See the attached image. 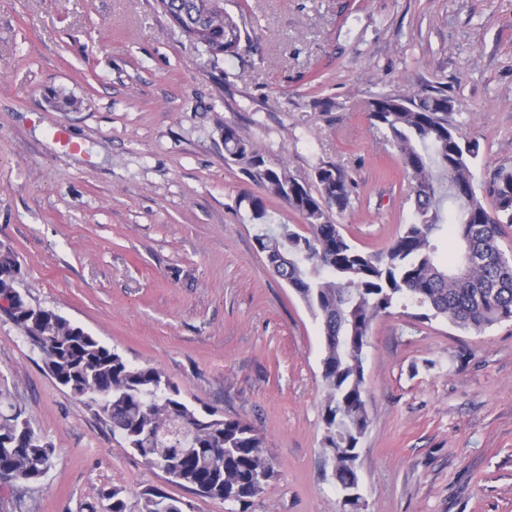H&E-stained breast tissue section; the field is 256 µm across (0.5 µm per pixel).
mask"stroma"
Masks as SVG:
<instances>
[{"instance_id":"obj_1","label":"stroma","mask_w":512,"mask_h":512,"mask_svg":"<svg viewBox=\"0 0 512 512\" xmlns=\"http://www.w3.org/2000/svg\"><path fill=\"white\" fill-rule=\"evenodd\" d=\"M224 8L246 35L213 63L154 0H0V251L32 304L266 436L278 474L249 512H342L321 322L258 251L248 200L304 220L225 160L224 127L298 179L344 168L352 205L334 220L385 250L413 220L412 181L368 99L446 86L484 190L512 164V0ZM419 312L398 301L364 350L362 512H512V322L478 333ZM0 389L54 450L35 490L0 486V512L101 510L113 486L138 512L152 485L184 512H240L147 467L4 317Z\"/></svg>"}]
</instances>
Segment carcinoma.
<instances>
[{"instance_id": "obj_1", "label": "carcinoma", "mask_w": 512, "mask_h": 512, "mask_svg": "<svg viewBox=\"0 0 512 512\" xmlns=\"http://www.w3.org/2000/svg\"><path fill=\"white\" fill-rule=\"evenodd\" d=\"M156 6L206 54L218 61L236 54L240 25L224 12V0H155ZM452 97L442 86L372 95V126L385 129L412 176L414 220L384 251L358 249L332 212L351 204V182L333 163L319 166L325 178L301 181L282 163L265 160L259 147L224 125V160L294 207L302 190L309 207L296 209L308 234L289 224H262L257 248L320 318L324 357V423L327 448H341L332 460L337 484L359 481L355 432L369 426L364 370L357 348L368 344L373 322L395 302L408 298L426 310L422 317H445L464 330L482 331L512 321V257L499 246L502 227L512 225V166L498 167L485 188L487 207L471 171L479 144L462 140ZM448 201V224L464 243L468 262L461 272L441 264L435 237L443 229L440 206ZM19 265L0 253V296L13 303L6 315L39 352L54 379L88 399L97 418L126 447L168 480L203 496L244 507L277 475L266 436L242 419L188 403L177 385L150 365L133 364L66 317L32 304L2 276ZM53 458V447L35 430L25 410L0 393V482L25 490L38 487ZM111 512H131L123 490L102 493ZM140 512H183V503L159 487L140 495Z\"/></svg>"}]
</instances>
